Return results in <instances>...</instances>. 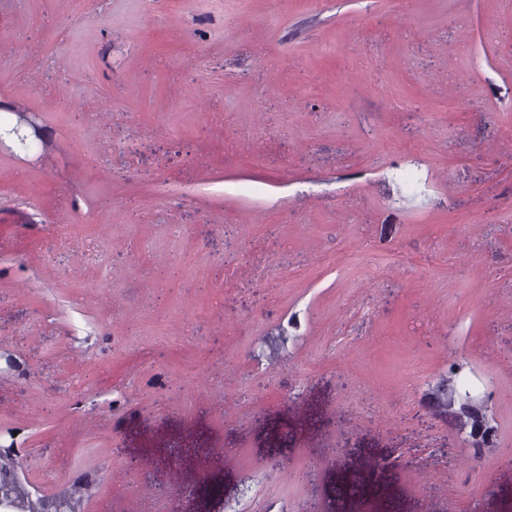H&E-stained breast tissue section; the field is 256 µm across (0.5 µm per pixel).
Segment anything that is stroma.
<instances>
[{
  "instance_id": "35a3bbf8",
  "label": "stroma",
  "mask_w": 512,
  "mask_h": 512,
  "mask_svg": "<svg viewBox=\"0 0 512 512\" xmlns=\"http://www.w3.org/2000/svg\"><path fill=\"white\" fill-rule=\"evenodd\" d=\"M9 445L88 512H512V0H0Z\"/></svg>"
}]
</instances>
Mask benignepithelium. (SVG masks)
Masks as SVG:
<instances>
[{
	"instance_id": "benign-epithelium-1",
	"label": "benign epithelium",
	"mask_w": 512,
	"mask_h": 512,
	"mask_svg": "<svg viewBox=\"0 0 512 512\" xmlns=\"http://www.w3.org/2000/svg\"><path fill=\"white\" fill-rule=\"evenodd\" d=\"M17 457L18 450L0 448V508L7 512H31L32 504L38 501L44 512H84L83 496L71 491L35 498L21 493Z\"/></svg>"
}]
</instances>
